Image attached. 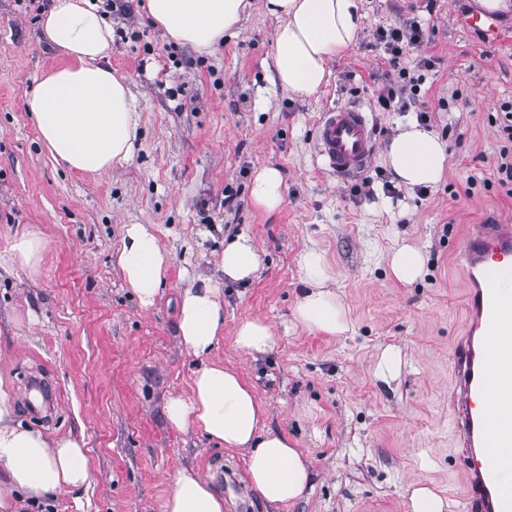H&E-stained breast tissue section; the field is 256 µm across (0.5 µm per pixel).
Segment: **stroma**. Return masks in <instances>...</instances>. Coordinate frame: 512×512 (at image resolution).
Instances as JSON below:
<instances>
[{
    "mask_svg": "<svg viewBox=\"0 0 512 512\" xmlns=\"http://www.w3.org/2000/svg\"><path fill=\"white\" fill-rule=\"evenodd\" d=\"M49 4L0 0V257L23 231L46 243L37 270L0 269V389L24 425L84 436L93 475L48 504L18 499V512H163L170 479L186 466L209 477L224 512H266L243 454L164 414L201 365L177 337L187 274L221 281L224 340L213 356L254 384L268 427L311 462V493L280 512H409L405 488L415 482L433 486L449 512H470L448 409L449 360L467 318L457 254L469 226L512 220V194L492 179L495 121L512 104V9L491 13L490 42L463 25L479 0H361L355 45L329 62L319 96L301 100L270 79L278 21L260 6L202 54L168 42L142 0H98L113 30L110 65L129 83L141 123L134 158L91 176L48 156L24 107L36 78L67 62L41 39ZM409 18L425 42L391 66L374 34ZM424 56L434 66L420 67ZM402 71L419 77L416 92L380 106L386 81ZM342 105L363 106L374 121L371 189L354 195L349 180L322 170L315 149L323 112ZM420 111L448 145V176L384 193L385 148ZM264 165L284 178V203L268 214L250 199ZM133 223L155 225L171 257L170 281L149 309L112 263ZM242 233L264 263L252 282L228 283L224 242ZM405 242L425 256L423 277L409 285L386 266ZM310 249L324 253L329 286L350 310L346 335L285 329ZM255 317L281 335L257 360L233 344L238 323ZM388 346L403 365L386 380L375 367ZM34 376L52 387V421L22 398Z\"/></svg>",
    "mask_w": 512,
    "mask_h": 512,
    "instance_id": "obj_1",
    "label": "stroma"
}]
</instances>
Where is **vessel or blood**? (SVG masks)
Listing matches in <instances>:
<instances>
[{"label":"vessel or blood","mask_w":512,"mask_h":512,"mask_svg":"<svg viewBox=\"0 0 512 512\" xmlns=\"http://www.w3.org/2000/svg\"><path fill=\"white\" fill-rule=\"evenodd\" d=\"M317 155L339 175L363 171L373 152L370 115L356 105L325 112ZM466 276L468 325L449 367V401L461 454L469 462L467 485L483 512H512L489 449L512 448V297L498 285L512 281V224H480L458 256ZM497 383H490V374Z\"/></svg>","instance_id":"1"}]
</instances>
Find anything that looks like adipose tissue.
I'll use <instances>...</instances> for the list:
<instances>
[{"label": "adipose tissue", "instance_id": "ef3b65f1", "mask_svg": "<svg viewBox=\"0 0 512 512\" xmlns=\"http://www.w3.org/2000/svg\"><path fill=\"white\" fill-rule=\"evenodd\" d=\"M251 0H146L151 21L170 41L211 52L238 28ZM278 19L274 36L275 83L306 98L324 87L330 59L350 49L360 27V0H263ZM42 35L68 59L36 80L25 101L41 142L51 158L88 175L109 171L137 151L140 114L134 95L107 61L112 28L94 0H51L41 22ZM386 160L405 187L436 185L448 172V146L432 131L410 122L392 137ZM251 201L262 212L284 202L278 168L263 166L252 180ZM264 255L246 234L224 247L225 280L248 282ZM113 263L142 308L154 306L170 277L171 259L150 224L125 225ZM304 288L292 310V327L345 335L351 327L347 304L328 288L331 271L321 253L300 257ZM177 333L184 350L202 358L190 391L170 396L165 415L173 426L190 428L225 448L245 451L246 475L257 498L276 512L305 497L312 486L310 462L286 433L266 424L267 407L240 372L211 360L224 339L222 290L212 279L188 278L180 288ZM235 346L258 359L274 352L280 338L260 318L235 328ZM92 467L84 438L47 436L23 426L5 392L0 391V512H14V495L34 502L51 499L89 483ZM163 512H224V497L198 469L184 467L171 479Z\"/></svg>", "mask_w": 512, "mask_h": 512}]
</instances>
